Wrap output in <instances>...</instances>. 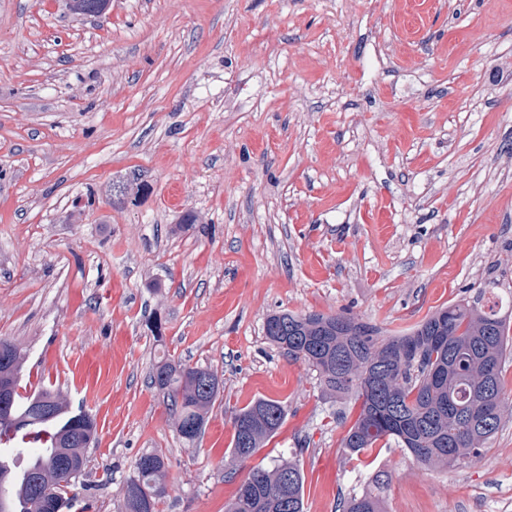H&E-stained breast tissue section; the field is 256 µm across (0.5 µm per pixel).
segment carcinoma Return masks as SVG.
<instances>
[{
    "label": "carcinoma",
    "mask_w": 512,
    "mask_h": 512,
    "mask_svg": "<svg viewBox=\"0 0 512 512\" xmlns=\"http://www.w3.org/2000/svg\"><path fill=\"white\" fill-rule=\"evenodd\" d=\"M75 15L99 16L109 0H67ZM486 290L442 307L410 332L385 336L376 326L343 314L279 312L267 317L265 336L316 372L324 392L359 404L345 431L342 447L359 456L377 444L394 443L425 468H450L487 449L504 418L502 364L512 353V323L499 303L482 304ZM19 347L0 339V373L20 387ZM150 383L164 393L178 434L203 435L209 411L220 393L217 372L162 359ZM12 427L0 419V457L10 448L14 473L0 464L7 512H67L76 494V478L86 470L88 452L97 442L95 419L72 411L61 395L42 388L31 395L14 391ZM284 406L258 399L233 418L231 457L244 462L283 425ZM37 444L32 453L18 443ZM149 468L135 467L126 485L128 512H157L166 496L163 454L151 452ZM65 464L75 478L62 479L48 491L34 481ZM226 512H304V474L298 461L282 458L271 468H256L239 485ZM338 512H384L373 491L344 499Z\"/></svg>",
    "instance_id": "carcinoma-1"
}]
</instances>
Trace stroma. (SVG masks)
<instances>
[{
    "label": "stroma",
    "instance_id": "35a3bbf8",
    "mask_svg": "<svg viewBox=\"0 0 512 512\" xmlns=\"http://www.w3.org/2000/svg\"><path fill=\"white\" fill-rule=\"evenodd\" d=\"M492 282L512 292V0H0V338L23 388L96 419L72 512H125L155 451L159 512H225L283 457L305 512L380 471L386 512H512V415L451 469L349 459L335 399L264 331L313 311L400 335ZM162 356L223 381L195 444L149 383ZM259 398L285 422L232 463Z\"/></svg>",
    "mask_w": 512,
    "mask_h": 512
}]
</instances>
